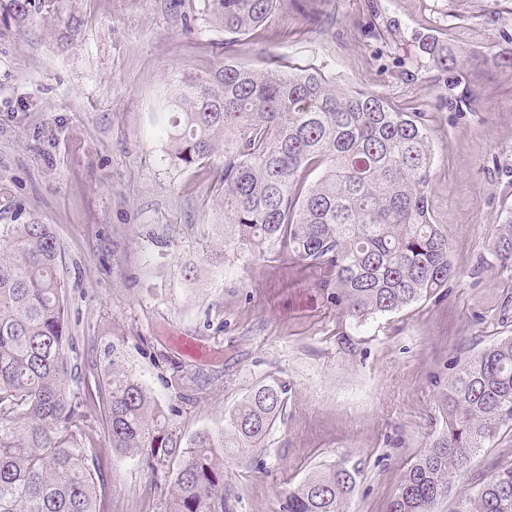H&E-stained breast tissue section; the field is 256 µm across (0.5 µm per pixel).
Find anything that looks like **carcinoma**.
<instances>
[{"label":"carcinoma","mask_w":512,"mask_h":512,"mask_svg":"<svg viewBox=\"0 0 512 512\" xmlns=\"http://www.w3.org/2000/svg\"><path fill=\"white\" fill-rule=\"evenodd\" d=\"M277 0H207L227 34L262 25ZM150 127L165 159L208 168L224 231L247 251L277 246L288 268L313 269L350 326L440 295L453 276L448 233L426 195L431 127L365 90L336 89L313 68L285 72L226 62L183 74L158 98ZM322 168L319 178L306 175ZM495 247L512 273V214ZM51 225L0 224V512H100V461L73 430L81 403L67 384L71 346ZM105 418L112 451L175 461L169 512H226L224 449L256 448L285 406V386L264 384L235 407L222 432L183 448L152 397L112 360ZM444 425L410 461L385 512H433L457 492L456 512H512V464L458 488L471 459L512 429V336L465 360L438 398ZM361 476L339 459L288 492L282 512H345Z\"/></svg>","instance_id":"cac0c4a2"}]
</instances>
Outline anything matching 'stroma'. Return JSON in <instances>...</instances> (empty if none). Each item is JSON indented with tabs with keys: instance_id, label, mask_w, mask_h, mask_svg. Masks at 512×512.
<instances>
[{
	"instance_id": "obj_1",
	"label": "stroma",
	"mask_w": 512,
	"mask_h": 512,
	"mask_svg": "<svg viewBox=\"0 0 512 512\" xmlns=\"http://www.w3.org/2000/svg\"><path fill=\"white\" fill-rule=\"evenodd\" d=\"M204 2L47 0L19 21L0 0V224L33 219L61 243L68 384L84 402L77 435L99 450L102 512L169 507L171 464L110 448L116 358L184 442L223 430L258 385H285L263 446L224 456L230 512H281L289 489L342 457L362 468L347 512H384L441 427L449 376L512 336V276L493 256L512 210V0H278L238 36ZM432 43L453 69L433 65ZM227 61L312 67L427 113L429 210L462 273L447 297L368 321L351 351L316 271L225 241L210 178L165 160L149 116L171 79Z\"/></svg>"
}]
</instances>
